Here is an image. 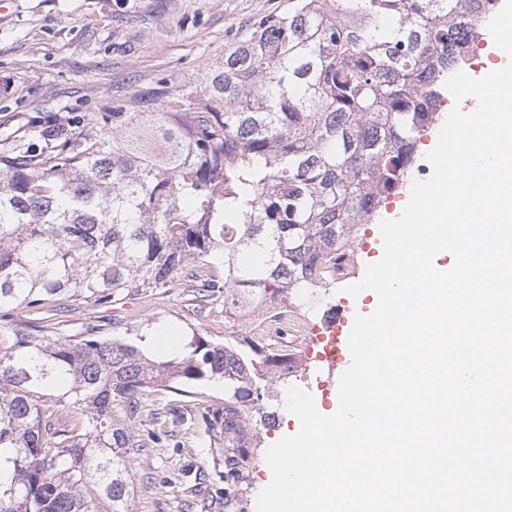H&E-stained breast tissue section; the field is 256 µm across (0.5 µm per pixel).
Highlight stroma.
Masks as SVG:
<instances>
[{"mask_svg": "<svg viewBox=\"0 0 512 512\" xmlns=\"http://www.w3.org/2000/svg\"><path fill=\"white\" fill-rule=\"evenodd\" d=\"M288 0H0V151L21 142L40 148L57 125L99 132L113 113L127 111L136 94L153 92L158 100L203 97L202 76L224 55V48L251 20L283 9ZM321 303L310 311L312 342L298 356L295 383L309 391L317 407L330 409L326 371L318 359L320 336L327 334L325 312L333 306L355 308L357 301L338 287L322 289ZM142 328H167L190 338L214 340L248 334L247 323L228 322L224 307L198 308L185 283L158 299L145 294L101 306L71 302L57 328L61 336H121ZM286 387L275 384L269 402L281 411L276 428L262 432L249 449L238 478L225 479L226 452L210 445L201 416L219 405L224 389L196 387L179 401L187 422L176 437L132 456L133 512H255L267 475V447L299 428L283 409Z\"/></svg>", "mask_w": 512, "mask_h": 512, "instance_id": "1", "label": "stroma"}]
</instances>
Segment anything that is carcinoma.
<instances>
[{
  "instance_id": "carcinoma-1",
  "label": "carcinoma",
  "mask_w": 512,
  "mask_h": 512,
  "mask_svg": "<svg viewBox=\"0 0 512 512\" xmlns=\"http://www.w3.org/2000/svg\"><path fill=\"white\" fill-rule=\"evenodd\" d=\"M497 0H288L254 19L203 76L208 103L176 97L112 135L61 128L36 152L0 156V512H133L129 455L161 437L136 424L143 392L191 394L223 382L203 414L234 477L296 359L253 339L196 333L169 360L135 337L56 335L14 319L53 317L166 292L182 279L198 306L224 299L242 320L265 303L302 302L340 266L417 169L445 80L466 64ZM254 260H247V256ZM80 410L81 423L59 408Z\"/></svg>"
}]
</instances>
